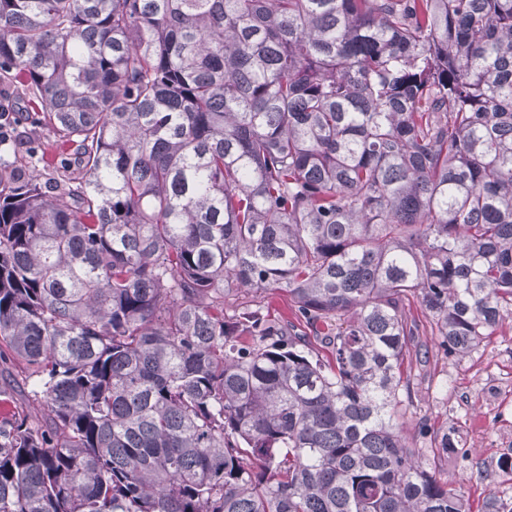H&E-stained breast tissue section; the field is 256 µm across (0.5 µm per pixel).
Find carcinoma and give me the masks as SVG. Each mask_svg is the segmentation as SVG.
<instances>
[{
  "instance_id": "obj_1",
  "label": "carcinoma",
  "mask_w": 512,
  "mask_h": 512,
  "mask_svg": "<svg viewBox=\"0 0 512 512\" xmlns=\"http://www.w3.org/2000/svg\"><path fill=\"white\" fill-rule=\"evenodd\" d=\"M0 92V512H470L398 420L411 301L512 319V0H0ZM39 152L35 159L38 169L44 173V181L53 177L54 170L64 161L65 150L55 136L45 128L39 138ZM265 312L272 320L280 322L294 321L296 312L293 304L288 299V294L283 290H267L262 294ZM22 368L21 366L9 362L0 361V402L8 404L6 411L2 412L0 407V422L6 423L13 420L17 415L30 413L36 402L27 394V389L23 390L21 384ZM5 393V395H3Z\"/></svg>"
}]
</instances>
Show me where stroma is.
I'll list each match as a JSON object with an SVG mask.
<instances>
[{
    "instance_id": "35a3bbf8",
    "label": "stroma",
    "mask_w": 512,
    "mask_h": 512,
    "mask_svg": "<svg viewBox=\"0 0 512 512\" xmlns=\"http://www.w3.org/2000/svg\"><path fill=\"white\" fill-rule=\"evenodd\" d=\"M21 366L0 361V422L30 413L35 403L20 384ZM414 405L402 428L411 446L455 430L467 460L449 458L448 473L472 512H485L490 494L512 487L502 461L512 455V321L465 358L437 356L414 381Z\"/></svg>"
}]
</instances>
